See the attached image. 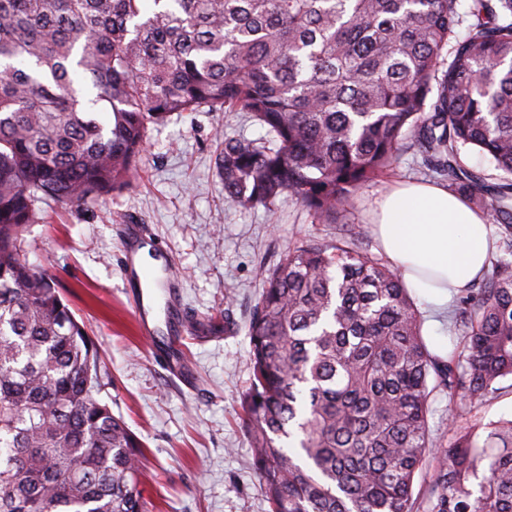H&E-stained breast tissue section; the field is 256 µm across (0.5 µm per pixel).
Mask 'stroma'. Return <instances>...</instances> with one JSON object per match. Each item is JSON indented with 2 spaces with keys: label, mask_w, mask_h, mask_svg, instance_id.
<instances>
[{
  "label": "stroma",
  "mask_w": 512,
  "mask_h": 512,
  "mask_svg": "<svg viewBox=\"0 0 512 512\" xmlns=\"http://www.w3.org/2000/svg\"><path fill=\"white\" fill-rule=\"evenodd\" d=\"M224 135L256 140L265 130L244 112L174 114L151 129L130 186L79 208L40 204L23 235L27 261L51 275L96 346L99 398L146 444V512H271L239 408L252 379L247 324L262 274L310 240H342L382 258L370 224L376 200L400 182L428 178L411 149L394 172L357 190L332 224L289 199L272 214L233 208L216 166ZM129 216L148 226L151 257L181 277L189 320L206 326L207 339L185 340L193 388L169 376L137 333L124 279ZM410 295L429 349L447 357L449 304Z\"/></svg>",
  "instance_id": "obj_1"
}]
</instances>
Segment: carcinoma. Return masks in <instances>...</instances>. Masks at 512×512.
Instances as JSON below:
<instances>
[{
  "instance_id": "obj_1",
  "label": "carcinoma",
  "mask_w": 512,
  "mask_h": 512,
  "mask_svg": "<svg viewBox=\"0 0 512 512\" xmlns=\"http://www.w3.org/2000/svg\"><path fill=\"white\" fill-rule=\"evenodd\" d=\"M458 3L0 0V512H144L142 444L96 397L93 343L22 239L38 202L128 186L172 114L266 128L224 137L230 207L288 196L331 224L415 148L512 247V181L459 157L474 146L512 175V0ZM263 278L242 421L271 512H512V418L439 445L428 429L433 392L466 410L512 378L511 264L459 292L446 359L400 274L343 241L297 246Z\"/></svg>"
}]
</instances>
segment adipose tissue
<instances>
[{"label":"adipose tissue","mask_w":512,"mask_h":512,"mask_svg":"<svg viewBox=\"0 0 512 512\" xmlns=\"http://www.w3.org/2000/svg\"><path fill=\"white\" fill-rule=\"evenodd\" d=\"M374 231L406 284L440 302L479 274L491 245L482 214L428 184L402 185L384 196Z\"/></svg>","instance_id":"adipose-tissue-1"}]
</instances>
